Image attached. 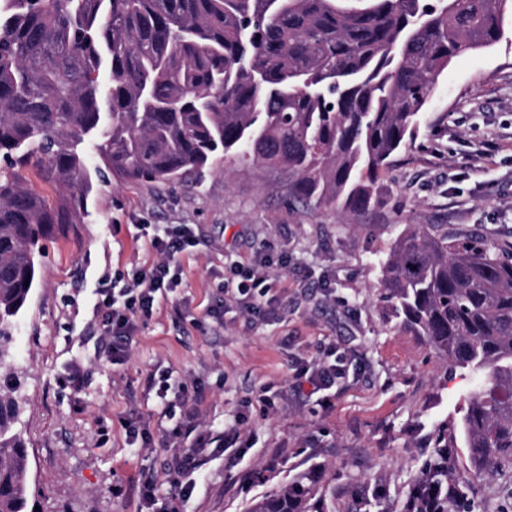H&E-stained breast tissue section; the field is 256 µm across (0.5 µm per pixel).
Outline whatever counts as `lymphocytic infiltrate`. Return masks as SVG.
<instances>
[{"instance_id":"f902f5d3","label":"lymphocytic infiltrate","mask_w":512,"mask_h":512,"mask_svg":"<svg viewBox=\"0 0 512 512\" xmlns=\"http://www.w3.org/2000/svg\"><path fill=\"white\" fill-rule=\"evenodd\" d=\"M138 231L154 255L152 264L133 265L130 273L120 277H103L97 290L96 307L102 313L100 331L110 339L116 364L128 360L131 344L154 307L181 288L183 268L178 257L197 245L196 232L189 224H142ZM283 264L282 258L266 254L241 268L233 297L250 320L266 319L281 308L283 297L275 288L277 270ZM170 378L164 370L149 374L146 387L161 405L163 417L175 422L169 440L178 446H190L187 454L174 456L170 466L175 493L188 498L196 488L193 474L205 460L237 455L239 449L251 447L253 435L239 416L222 433H214L199 409V394L189 393L186 386L173 384Z\"/></svg>"}]
</instances>
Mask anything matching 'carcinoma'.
Masks as SVG:
<instances>
[{
	"label": "carcinoma",
	"mask_w": 512,
	"mask_h": 512,
	"mask_svg": "<svg viewBox=\"0 0 512 512\" xmlns=\"http://www.w3.org/2000/svg\"><path fill=\"white\" fill-rule=\"evenodd\" d=\"M509 13L512 0H0V371L44 242L87 207V144L130 180L174 186L233 155L287 169L306 205L374 209L440 74ZM382 286L400 325L473 381L414 493L448 485L459 434L476 469L512 468V242L411 227ZM19 420L0 385V512H34ZM247 512H323V494L298 473Z\"/></svg>",
	"instance_id": "obj_1"
}]
</instances>
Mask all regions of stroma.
<instances>
[{"label": "stroma", "instance_id": "1", "mask_svg": "<svg viewBox=\"0 0 512 512\" xmlns=\"http://www.w3.org/2000/svg\"><path fill=\"white\" fill-rule=\"evenodd\" d=\"M376 211L337 216L288 192L287 172L235 157L173 188L113 173L93 182L87 213L56 225L45 242L39 285L13 331L30 481L40 512H140L139 487L156 482L157 512H247L293 474L315 469L326 512H404L432 433L460 422L468 378L448 373L434 349L401 328L380 295L382 267L412 225L477 229L512 241V20L492 46L451 60L440 76L417 140L380 172ZM140 224H193L199 245L181 255L184 286L154 308L112 364L99 334L92 292L105 273L148 260ZM284 255L280 318L250 325L223 286L233 263ZM224 310L223 323L207 316ZM336 347L335 386L298 391L292 361ZM204 389L201 410L214 431L244 415L256 436L237 463L198 470L190 498L175 496L164 436L144 380L155 367ZM85 375L73 390L72 369ZM274 382L288 397L262 414L255 399ZM137 408L153 435L128 447L122 418ZM456 512H512V476L474 471L465 448L448 451Z\"/></svg>", "mask_w": 512, "mask_h": 512}]
</instances>
